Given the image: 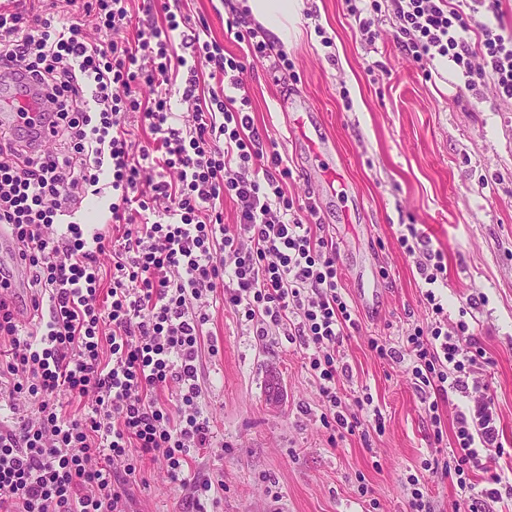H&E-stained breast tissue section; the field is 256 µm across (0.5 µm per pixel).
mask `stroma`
I'll return each mask as SVG.
<instances>
[{
    "mask_svg": "<svg viewBox=\"0 0 512 512\" xmlns=\"http://www.w3.org/2000/svg\"><path fill=\"white\" fill-rule=\"evenodd\" d=\"M232 53L245 44L226 32L241 0H182ZM373 44L361 41L343 0H303L283 49L287 68L247 60L250 114L277 144L291 172L289 192L315 197L336 243L352 307L373 288L378 309L359 318L344 348V395L369 389L385 430L335 436L326 405L298 343L259 342L232 310L210 309L201 401L213 425L211 447L191 449L199 477L222 483L205 512H409V475L423 459L449 453L435 443L411 368L378 358V341L400 347L426 321L412 258L397 238L416 225L442 253L448 321L468 313L491 364V394L504 443L512 444V107L492 87L475 96L452 68L406 56L379 19ZM306 102L341 162L335 193L313 195L321 168L288 133L291 108ZM130 482L135 512H195L192 489L173 485L163 462L143 460Z\"/></svg>",
    "mask_w": 512,
    "mask_h": 512,
    "instance_id": "obj_1",
    "label": "stroma"
}]
</instances>
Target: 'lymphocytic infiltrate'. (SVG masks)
I'll return each instance as SVG.
<instances>
[{
  "label": "lymphocytic infiltrate",
  "instance_id": "f902f5d3",
  "mask_svg": "<svg viewBox=\"0 0 512 512\" xmlns=\"http://www.w3.org/2000/svg\"><path fill=\"white\" fill-rule=\"evenodd\" d=\"M0 0V79H28L43 107L18 108L0 132V226L37 292L23 326L10 270L0 269V378L18 417L0 424V512H130L134 453L163 459L190 482L189 452L211 445L201 403L203 327L220 304L260 338L308 350L328 416L340 433L381 425L373 398L340 394V353L359 320L341 284L336 243L312 203L289 195L275 143L248 112L243 59L202 39L170 0ZM393 36L420 62L445 59L465 89L492 86L512 103V31L501 0H391ZM153 85L142 97L140 82ZM182 86L187 117L171 110ZM140 120L150 133L132 129ZM111 187L110 230L74 221ZM237 210L224 227V203ZM398 242L425 283L428 322L379 358L408 361L435 440L438 397L467 399L446 459L423 471L457 476L468 512L512 491L489 473L506 450L487 357L467 321L449 326L437 283L445 266L416 229ZM177 384L176 405L163 393ZM67 404H60V397ZM487 476L485 487L470 482Z\"/></svg>",
  "mask_w": 512,
  "mask_h": 512
}]
</instances>
